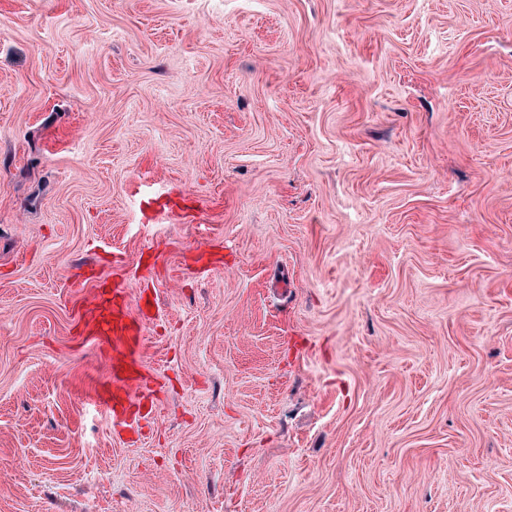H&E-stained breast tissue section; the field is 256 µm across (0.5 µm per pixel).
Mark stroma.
Masks as SVG:
<instances>
[{"label": "stroma", "mask_w": 512, "mask_h": 512, "mask_svg": "<svg viewBox=\"0 0 512 512\" xmlns=\"http://www.w3.org/2000/svg\"><path fill=\"white\" fill-rule=\"evenodd\" d=\"M0 512H512V0H0ZM101 292L84 310L81 321L85 339L101 351L109 377L108 396L103 399L112 422L136 406L148 390L149 368L143 355L146 329L130 307L126 292Z\"/></svg>", "instance_id": "1"}]
</instances>
